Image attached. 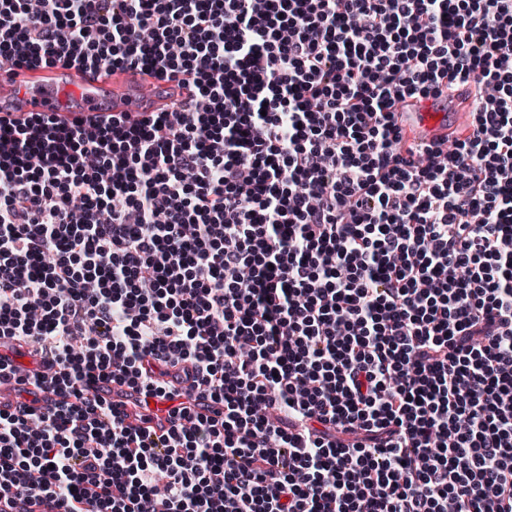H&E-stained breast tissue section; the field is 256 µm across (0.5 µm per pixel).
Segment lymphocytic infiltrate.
<instances>
[{
    "label": "lymphocytic infiltrate",
    "mask_w": 512,
    "mask_h": 512,
    "mask_svg": "<svg viewBox=\"0 0 512 512\" xmlns=\"http://www.w3.org/2000/svg\"><path fill=\"white\" fill-rule=\"evenodd\" d=\"M0 63L196 81L0 114V512H512V0H0ZM188 372L222 414L158 437L95 392ZM427 100V99H424ZM460 123L457 130L466 131L472 122L473 110H468L461 102L455 104ZM456 112L448 109V104L440 99H432L415 104L412 101L396 106L398 125L412 139L430 143L448 137V132L458 125ZM14 351L17 353L14 362L15 376L10 375V377L5 378L4 376L0 377V408H4L12 401L13 387L15 386V377L24 374L28 367L29 363L34 360H39L29 348L21 343V341L13 342Z\"/></svg>",
    "instance_id": "1"
}]
</instances>
